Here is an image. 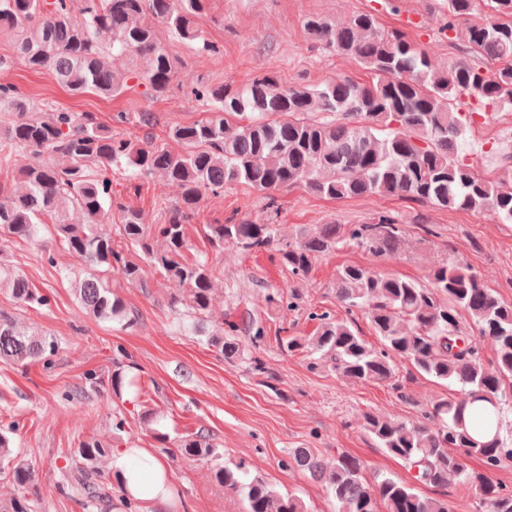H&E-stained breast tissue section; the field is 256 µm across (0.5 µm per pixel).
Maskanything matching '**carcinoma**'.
Masks as SVG:
<instances>
[{
    "instance_id": "1",
    "label": "carcinoma",
    "mask_w": 512,
    "mask_h": 512,
    "mask_svg": "<svg viewBox=\"0 0 512 512\" xmlns=\"http://www.w3.org/2000/svg\"><path fill=\"white\" fill-rule=\"evenodd\" d=\"M205 2L0 0V31L13 34L16 56L49 70L75 94L118 97L134 79L164 95L176 61L157 40L155 24L200 53H215L217 46L197 22ZM433 4L437 35L458 50L447 61L433 60L419 43L384 28L369 12L340 23L309 16L303 21L307 38L327 56L355 60L366 78L287 85L260 73L239 85L197 84L187 95L203 107V117L170 126L164 142L134 139L90 113L39 108L16 85L0 83V112L9 114L0 123V169L17 153L31 157L9 189H0V235L35 242L51 221L55 237L81 266L73 281L80 305L95 318L128 325L125 306L112 292V274L140 280L145 261L176 286L170 305L184 308L186 327L225 359L247 360L255 374H267L264 362L252 355L266 340L264 327L249 313L238 323L212 321V284L222 271L206 257L188 255L186 226L204 194L220 196L226 187L245 185L266 192L267 208L276 212L277 193L300 187L330 200L397 197L432 210L487 213L512 224V155L505 157L502 175L490 179L459 150L476 114L462 110L461 99L512 112V0ZM116 57L128 58L131 70H116ZM170 141L181 149L170 148ZM54 154L67 158L68 165L48 164L45 157ZM117 172L134 180L136 191L140 179L175 182L182 189L181 204L167 210L162 223L145 224L140 211L114 203ZM114 209L120 212V245L102 229ZM72 211L81 219L72 220ZM422 227L423 235L413 237L395 214L383 212L362 224L305 225L284 241L272 224L229 217L206 225V235L217 253L226 245L244 252L274 250L288 273L303 280L319 257L344 244L375 256L419 250L433 235L427 222ZM333 289L346 316L311 307L314 330L280 336L277 346L286 354H306L311 370L326 369L346 384L386 383L398 401L418 408L417 422L376 411L363 423L376 446L415 475L369 477L356 457L341 453L329 461L314 448L289 451L296 468L324 488L333 512H450L447 489L455 485L472 490L481 512H512V489L488 475L512 459V434L504 433V419L512 413V305L473 268L448 257L432 262L425 283L346 265L338 269ZM0 290L24 307L47 302L24 273L2 265ZM265 302L267 314L283 315L299 309L301 298L275 289ZM357 310L369 319L378 345L359 333ZM461 311L478 335L489 338L491 359L465 336ZM56 349L54 336L0 313V361L27 366ZM397 356L442 390L416 399L396 378ZM153 432L183 456L214 461L215 481L240 499L243 512H310L301 496L279 491L251 473L246 462L223 461L210 436L197 432L172 439L157 428ZM13 433L12 427L0 428V471L8 472L21 492L1 503L0 512H33L23 489L37 472L12 452ZM108 452L96 440L78 448L84 473L71 490L88 507L106 497L88 470ZM463 455L478 458L483 468L468 467ZM419 484L441 493L423 495Z\"/></svg>"
}]
</instances>
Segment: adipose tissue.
<instances>
[{
	"instance_id": "adipose-tissue-1",
	"label": "adipose tissue",
	"mask_w": 512,
	"mask_h": 512,
	"mask_svg": "<svg viewBox=\"0 0 512 512\" xmlns=\"http://www.w3.org/2000/svg\"><path fill=\"white\" fill-rule=\"evenodd\" d=\"M121 503H137L139 512H167L175 492L163 457L147 448H118L109 459Z\"/></svg>"
}]
</instances>
